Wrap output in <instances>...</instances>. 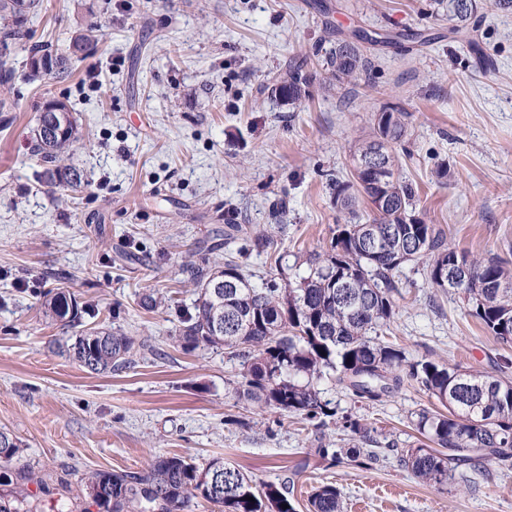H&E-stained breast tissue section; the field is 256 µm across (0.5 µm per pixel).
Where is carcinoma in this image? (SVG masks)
<instances>
[{"instance_id":"1","label":"carcinoma","mask_w":512,"mask_h":512,"mask_svg":"<svg viewBox=\"0 0 512 512\" xmlns=\"http://www.w3.org/2000/svg\"><path fill=\"white\" fill-rule=\"evenodd\" d=\"M453 0H434L437 11L448 12L449 33L460 34L477 25V8L466 15L449 11ZM43 0H0V107L8 100L15 78L14 61L52 57L53 75L70 73L71 58L97 43V29L89 27L55 50L27 45L30 31L21 19L42 10ZM355 40L336 36L326 65L336 82L370 80L374 67L366 46L377 43L363 28L353 30ZM304 62L289 64L288 77L278 95L294 105L309 96ZM409 113L386 105L374 113L373 132L357 140L352 161L364 162L369 153H385L387 171L365 169L354 173L355 184L336 182V205L352 210L357 195L367 198L370 213L362 223L337 227L330 248L283 267L284 256L275 254L276 273L256 284L233 259L224 265L192 266L196 288L192 306L181 313L175 342L184 350L222 349L238 362V372L225 381L239 399L253 407L297 417L322 431L331 424L359 437L348 449L354 459L370 458L362 445L371 436L361 419L343 413L324 397L325 388L338 387L360 402H376L408 382H415L445 408L421 409L411 423L419 443L402 451V465L416 477L437 485L448 484L450 463L467 465L483 456L512 458V381L480 371L451 368L421 359L406 364L405 353L379 339L390 325L399 295L398 273L407 264H422L428 283L442 291L463 295L470 314L503 341L512 340V268L491 257H471L448 246L433 224L412 223L415 191L399 173L398 148L407 131ZM77 121L64 117L51 141L35 140L33 151L50 165L48 183L63 176L59 162L78 140ZM385 203H377V197ZM239 252L265 248V235L239 227ZM465 267L470 276L461 286L448 283V266ZM226 286L214 294L212 285ZM59 289L41 303L51 321L75 323L91 309L65 298ZM151 351L145 340L123 333L83 331L65 346V354L93 373H110L135 364V357ZM408 369H403V365ZM21 444L0 430V512H31L29 485L45 489L29 467L19 464ZM83 493L98 512H187L201 498L221 512H295L285 487L257 481L234 466L213 459L200 466L184 456L156 458L142 473L94 472L84 482ZM288 508H282V505ZM309 512H344L341 491L332 484L315 488L308 499Z\"/></svg>"}]
</instances>
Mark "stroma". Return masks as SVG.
<instances>
[{
    "label": "stroma",
    "mask_w": 512,
    "mask_h": 512,
    "mask_svg": "<svg viewBox=\"0 0 512 512\" xmlns=\"http://www.w3.org/2000/svg\"><path fill=\"white\" fill-rule=\"evenodd\" d=\"M431 0H44L31 43L62 45L78 27L102 35L69 77L17 74L0 112V429L21 442L45 488L34 512H88L84 478L139 473L156 456L223 459L259 481L285 484L297 512L318 485H335L345 512H512V460L461 466L447 487L415 477L400 451L416 443L412 412L435 401L415 384L382 402L328 397L368 424L376 461L330 464L316 432L226 394L235 366L223 350L184 351L171 336L191 305L184 261L238 256L255 277L267 254L238 255L224 228L264 230L288 254L329 247L339 224L368 209L336 205L352 177L356 137L396 104L409 112L402 176L416 213L449 246L512 266V15L479 0L464 37L430 13ZM429 29L432 41L378 43L371 81L343 87L324 63L330 31ZM306 60L310 96L282 102L290 60ZM71 108L82 144L65 161L77 189L47 184L31 151L43 101ZM448 169L435 175L437 165ZM287 225L280 234L279 225ZM66 287L94 314L63 327L43 296ZM158 288L171 306L147 310ZM400 307L384 336L408 361L431 358L512 380V342L489 333L458 296L431 287L421 267L399 274ZM91 327L148 340L131 368L94 374L59 352Z\"/></svg>",
    "instance_id": "35a3bbf8"
}]
</instances>
